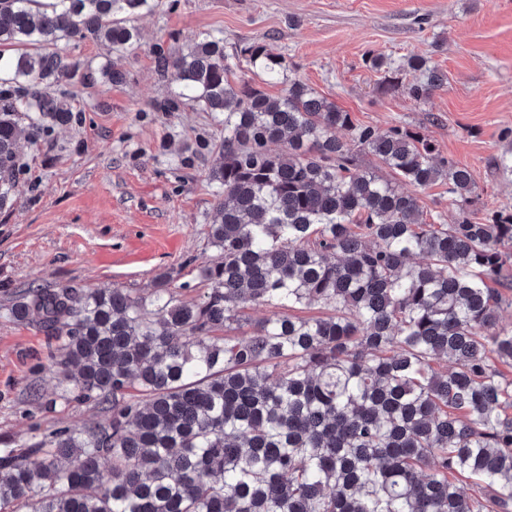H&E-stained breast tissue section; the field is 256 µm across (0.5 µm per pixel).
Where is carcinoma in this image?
<instances>
[{
	"mask_svg": "<svg viewBox=\"0 0 512 512\" xmlns=\"http://www.w3.org/2000/svg\"><path fill=\"white\" fill-rule=\"evenodd\" d=\"M161 0H0V210L20 175L18 141L77 120L48 89L73 79L71 42L120 57ZM261 80H229L230 57ZM375 69L386 65L371 56ZM388 66V65H386ZM174 90L158 112H206L224 131L204 293L30 286L6 313L36 314L55 343L63 403L108 422L0 448V512H512V209L470 219L471 171L417 129L357 125L299 81L277 97L284 57L229 56L224 32L160 49ZM415 100L446 76L419 55ZM117 62L86 85L121 83ZM279 146L274 150L271 145ZM372 156L393 179L355 166ZM448 184L459 210L434 224L417 192ZM320 305L326 316L290 314ZM284 312L246 337L247 311ZM470 481L469 490L457 481Z\"/></svg>",
	"mask_w": 512,
	"mask_h": 512,
	"instance_id": "carcinoma-1",
	"label": "carcinoma"
}]
</instances>
